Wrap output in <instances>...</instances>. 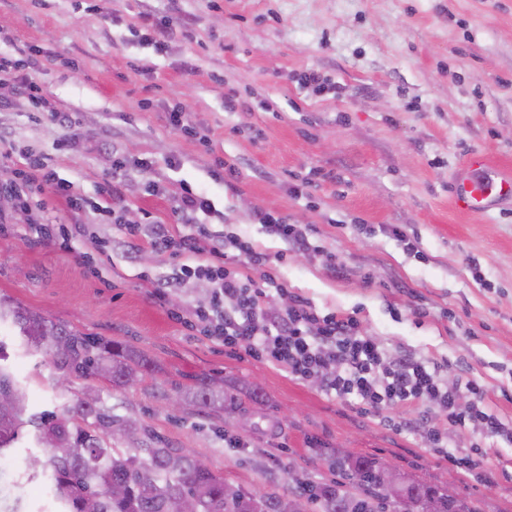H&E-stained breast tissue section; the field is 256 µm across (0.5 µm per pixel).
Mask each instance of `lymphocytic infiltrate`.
Wrapping results in <instances>:
<instances>
[{
  "label": "lymphocytic infiltrate",
  "instance_id": "obj_1",
  "mask_svg": "<svg viewBox=\"0 0 512 512\" xmlns=\"http://www.w3.org/2000/svg\"><path fill=\"white\" fill-rule=\"evenodd\" d=\"M124 233L131 245L145 239L155 251L182 256V280L209 283L208 304L190 311L184 322L230 352L273 364L301 382L321 378L326 394L353 396L377 411L425 400L452 424H470L488 437L512 440V427L483 411L486 390L477 380L466 382L471 408L459 411L454 393L440 378V366L410 355L387 360L371 337L361 333L356 317L320 313L299 296L285 307L272 305L271 296L286 290L266 273L269 256L250 241L237 235L217 238L195 221L178 235L164 224H128ZM229 249L243 256L244 269L226 266Z\"/></svg>",
  "mask_w": 512,
  "mask_h": 512
}]
</instances>
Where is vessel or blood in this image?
Instances as JSON below:
<instances>
[{
  "label": "vessel or blood",
  "mask_w": 512,
  "mask_h": 512,
  "mask_svg": "<svg viewBox=\"0 0 512 512\" xmlns=\"http://www.w3.org/2000/svg\"><path fill=\"white\" fill-rule=\"evenodd\" d=\"M452 196L459 210L485 213L512 199V171L491 169L484 156L472 155L453 187Z\"/></svg>",
  "instance_id": "vessel-or-blood-1"
}]
</instances>
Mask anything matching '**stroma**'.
<instances>
[{
    "label": "stroma",
    "instance_id": "stroma-1",
    "mask_svg": "<svg viewBox=\"0 0 512 512\" xmlns=\"http://www.w3.org/2000/svg\"><path fill=\"white\" fill-rule=\"evenodd\" d=\"M0 0V55L40 62V112L17 79L0 78V172L43 156L86 204L73 213L49 189L26 185L0 202V299L80 331L124 342L150 362L127 386L70 377L27 352L0 323L8 370L31 412L58 414L95 390L113 414L132 416L173 448L195 449L225 483L290 496L294 476L341 481L340 451L376 458L476 512H512V443L448 426L456 447L489 450L490 482L439 457L425 434L397 428L356 400L326 395L271 364L225 352L187 329L178 312L207 304L206 281H182L181 259L132 247L126 224L183 227V187L214 203L203 223L247 238L290 294L322 313L356 316L393 360L441 365L470 407L465 383L487 388L485 406L512 424V207L468 214L451 188L470 155L512 168V0ZM164 30L154 55L146 33ZM316 71L320 87L303 84ZM182 108L193 128H173ZM234 171L215 167V159ZM115 183L112 212L101 187ZM266 211L310 227V250L287 248L259 223ZM84 224L110 255L84 260L68 247L29 243L31 225ZM400 227L416 251L390 234ZM342 266L333 274L327 256ZM164 287L166 304L154 297ZM207 377L224 409L199 408ZM24 428L0 465V491L21 512H58L43 455Z\"/></svg>",
    "mask_w": 512,
    "mask_h": 512
}]
</instances>
